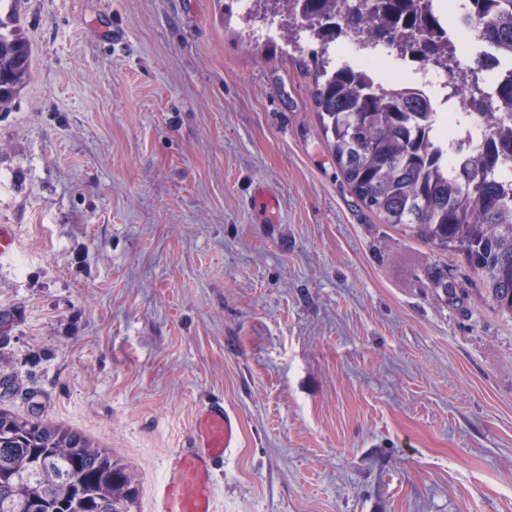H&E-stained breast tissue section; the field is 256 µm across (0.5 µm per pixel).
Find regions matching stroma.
Masks as SVG:
<instances>
[{"label":"stroma","mask_w":512,"mask_h":512,"mask_svg":"<svg viewBox=\"0 0 512 512\" xmlns=\"http://www.w3.org/2000/svg\"><path fill=\"white\" fill-rule=\"evenodd\" d=\"M11 9L0 410L111 451L132 512L210 398L240 429L216 512H512V319L356 198L307 53L224 0ZM0 20V108L12 101L28 76V46L17 29Z\"/></svg>","instance_id":"1"}]
</instances>
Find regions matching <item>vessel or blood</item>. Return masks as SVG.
Returning <instances> with one entry per match:
<instances>
[{"instance_id":"obj_1","label":"vessel or blood","mask_w":512,"mask_h":512,"mask_svg":"<svg viewBox=\"0 0 512 512\" xmlns=\"http://www.w3.org/2000/svg\"><path fill=\"white\" fill-rule=\"evenodd\" d=\"M237 444V422L223 400L203 404L187 445L174 452L156 486L153 512H214V478Z\"/></svg>"}]
</instances>
